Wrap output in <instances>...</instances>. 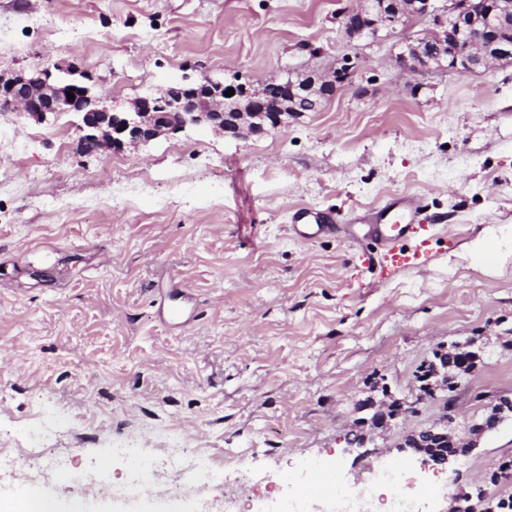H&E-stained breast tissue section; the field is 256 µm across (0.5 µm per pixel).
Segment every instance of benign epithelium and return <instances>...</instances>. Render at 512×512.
<instances>
[{
  "label": "benign epithelium",
  "mask_w": 512,
  "mask_h": 512,
  "mask_svg": "<svg viewBox=\"0 0 512 512\" xmlns=\"http://www.w3.org/2000/svg\"><path fill=\"white\" fill-rule=\"evenodd\" d=\"M485 24L473 33L469 16V0H411L403 6L398 0H361L356 7L340 13L343 33L350 39L377 38L379 32H394L407 22L429 21L424 41L429 53L396 56L400 68L410 73L431 69L454 72H474L512 56V41L503 36L502 28L512 0H483ZM58 74H53V71ZM55 70L38 74H0V108L17 110L35 120L49 114L76 113L81 116L80 148L88 155L109 149L120 151L127 144H147L163 135L177 134L187 128H209L213 131L240 137L259 133L266 125L280 126L299 114L297 107L289 112H266L264 100L273 89L297 101L306 94L316 95L315 106L330 100L336 90L352 85L351 67L343 64L332 72L311 73L300 85L286 78L268 83L260 89L241 84L224 85L210 78L187 79L168 85L160 95L149 94L137 99L125 111H116L92 95L86 80L89 75L74 64H57ZM234 89L231 96L225 95ZM73 93L69 100L67 93ZM478 353L466 351L439 353L436 360L424 367L429 383L426 393L434 394L448 388L457 392L467 377L475 372ZM406 401L396 399L387 410L360 418L349 446L362 447L368 441L367 427L387 430L396 425L408 412ZM512 407V399L501 396L490 405L489 413L469 426V439L460 442L445 427L432 425L407 435L401 448L411 450L423 468L443 470L458 457L477 448L479 437L498 427L501 414ZM488 497L481 483H473L450 495L448 512H459L463 496Z\"/></svg>",
  "instance_id": "7a95c632"
}]
</instances>
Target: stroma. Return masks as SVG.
<instances>
[{"mask_svg":"<svg viewBox=\"0 0 512 512\" xmlns=\"http://www.w3.org/2000/svg\"><path fill=\"white\" fill-rule=\"evenodd\" d=\"M357 3L0 0V73L74 61L122 108L202 75L258 87L346 63L353 79L285 127L192 128L92 156L75 114L0 112V443L23 446L52 419L46 446L67 461L1 471V504L33 485L57 512H180L201 497L209 512H259L262 491L244 492L236 468L293 495L316 463L357 490L368 469L417 470L399 444L441 402L362 448L347 443L357 405L379 379L414 400L420 364L468 341L482 361L457 430L512 398V62L409 74L401 40L428 23L351 40L339 13ZM397 197L433 224L432 259L387 279L364 265L366 219ZM308 207L351 233L295 237ZM173 435L223 482L203 491L172 468ZM120 444L137 454L113 455ZM510 456L509 420L440 472L432 512ZM143 464L148 490L113 497Z\"/></svg>","mask_w":512,"mask_h":512,"instance_id":"stroma-1","label":"stroma"}]
</instances>
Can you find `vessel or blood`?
I'll return each mask as SVG.
<instances>
[{
  "label": "vessel or blood",
  "instance_id": "1",
  "mask_svg": "<svg viewBox=\"0 0 512 512\" xmlns=\"http://www.w3.org/2000/svg\"><path fill=\"white\" fill-rule=\"evenodd\" d=\"M418 209H410L402 201L385 205L377 212V222L369 234L379 242L388 244L389 250L385 267L389 274H397L409 267L426 265L430 255L421 238L424 229L418 221ZM295 232L303 238L311 239L336 231L334 217L303 208L296 213Z\"/></svg>",
  "mask_w": 512,
  "mask_h": 512
}]
</instances>
